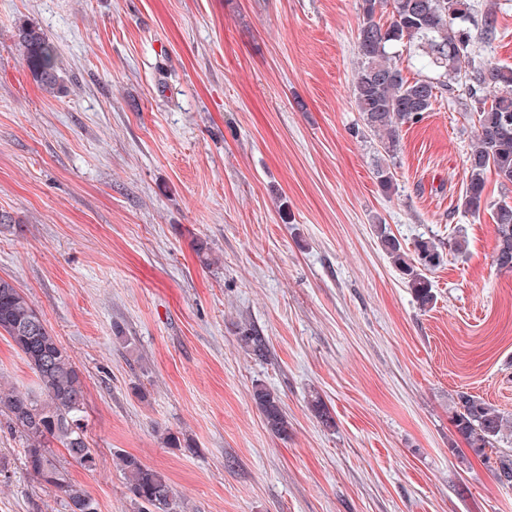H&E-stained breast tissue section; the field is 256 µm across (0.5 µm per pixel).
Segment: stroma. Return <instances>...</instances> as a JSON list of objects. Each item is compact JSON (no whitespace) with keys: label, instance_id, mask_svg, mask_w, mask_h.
Wrapping results in <instances>:
<instances>
[{"label":"stroma","instance_id":"1","mask_svg":"<svg viewBox=\"0 0 512 512\" xmlns=\"http://www.w3.org/2000/svg\"><path fill=\"white\" fill-rule=\"evenodd\" d=\"M473 2L496 27L478 60L512 66V0ZM358 23L356 0H0V278L83 374L97 464L54 457L99 512H132L120 453L163 472L184 512H512L450 421L460 391L512 413V273L490 213L457 206L475 128L442 97L393 156L353 134ZM25 24L57 46L63 94L30 77ZM379 224L441 246L432 307ZM252 329L266 356L243 347ZM23 448L0 417V512H64ZM252 399L260 411L266 429L276 438L288 439L291 426L279 396L264 385H255Z\"/></svg>","mask_w":512,"mask_h":512}]
</instances>
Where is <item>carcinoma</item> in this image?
I'll return each instance as SVG.
<instances>
[{
  "label": "carcinoma",
  "instance_id": "obj_1",
  "mask_svg": "<svg viewBox=\"0 0 512 512\" xmlns=\"http://www.w3.org/2000/svg\"><path fill=\"white\" fill-rule=\"evenodd\" d=\"M358 68L352 82L354 105L364 125L388 156L398 146V132L416 124L443 94L464 88L474 100L476 142L466 157L467 180L460 197L464 212L478 217L488 206V176L512 185V67L473 63L471 51L474 5L471 0H358ZM26 66L40 89L50 96L63 90L55 45L34 25L18 30ZM396 43L415 48L423 67L436 76L409 78L393 61ZM496 87L492 96L478 97ZM495 254L512 263V203L493 205ZM382 250L410 288L418 305H433L427 272L439 266L442 253L435 240L419 238L405 250L399 239L378 227ZM38 313L13 282L0 278V331L5 332L30 366L36 387H0V415L25 441L29 474L50 491L61 494L64 512H97L90 494L53 460V448H65L76 464L90 469L95 456L85 435V385L82 374L60 341L47 329L31 335ZM252 399L266 429L286 439L291 426L279 396L255 385ZM454 435L491 465L496 480L512 486V454L500 443L512 433V414L465 391L456 393L450 417ZM133 512H180L169 479L130 454L118 455Z\"/></svg>",
  "mask_w": 512,
  "mask_h": 512
}]
</instances>
